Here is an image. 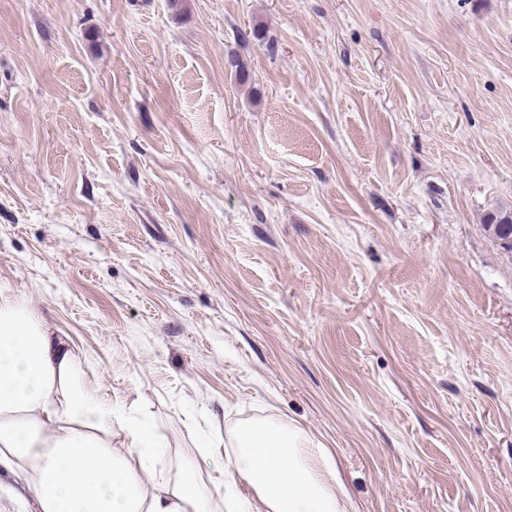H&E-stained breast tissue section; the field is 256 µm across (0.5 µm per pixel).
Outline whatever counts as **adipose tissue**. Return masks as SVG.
I'll return each mask as SVG.
<instances>
[{"label":"adipose tissue","mask_w":512,"mask_h":512,"mask_svg":"<svg viewBox=\"0 0 512 512\" xmlns=\"http://www.w3.org/2000/svg\"><path fill=\"white\" fill-rule=\"evenodd\" d=\"M0 469L38 512H356L332 455L289 422L237 427L223 485L201 466L173 467L128 408L89 387L69 342L1 295Z\"/></svg>","instance_id":"1"}]
</instances>
